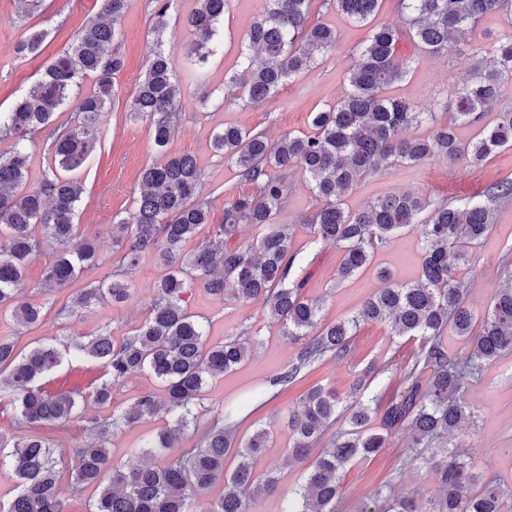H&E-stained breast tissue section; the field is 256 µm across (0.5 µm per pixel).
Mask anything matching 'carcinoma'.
Listing matches in <instances>:
<instances>
[{"label":"carcinoma","instance_id":"carcinoma-1","mask_svg":"<svg viewBox=\"0 0 512 512\" xmlns=\"http://www.w3.org/2000/svg\"><path fill=\"white\" fill-rule=\"evenodd\" d=\"M129 0H99L97 22L80 30L43 70L12 110L0 113V138L13 139L9 156H0V314H10L20 329L43 322L42 308L18 297V285L40 242L58 245L40 288H66L99 267L93 241L76 222L82 185L72 178L96 146L100 117L115 97L114 80L124 68L122 56L106 46L120 37L115 28ZM151 30L158 36L129 111L154 128L155 145L165 148L175 134L180 111V83L169 50L160 36L169 25L174 0H152ZM313 0H265L263 12L247 31L248 48L264 55L261 64L241 53L238 68L224 82V102L260 103L282 84L309 69L336 46V28L309 22ZM381 0H323V7L358 23L376 15ZM226 0H196L185 19L194 36L189 48L197 62L211 56L220 39ZM405 29L371 30L349 70L348 87L334 106L312 113V132H286L272 142L259 130L226 124L212 136L211 148L236 168L249 193L224 201L222 223L189 254L184 245L211 224L213 200L200 195L204 174L195 156L165 155L140 174L134 211L115 220L112 231L116 270L112 282L94 281L73 298L74 315L104 302L121 303L128 288L119 277L132 271L142 255L157 256L166 272L154 286L155 298L146 319L118 341L108 329L94 336L36 341L28 349L0 337V397L14 406L19 428L36 424L84 423L85 441L71 474L76 490H92L87 512H250L260 497L277 490L278 470L259 471L256 464L268 448L272 432L259 428L239 438L231 424L235 408L205 405L208 380L239 365L255 338L244 329L221 344L205 339L202 318L189 313L185 296L200 285L213 295L241 303L260 300L281 324L282 335L301 344L296 360L270 381L285 388L304 378L320 361L347 356L352 336L364 324H381L394 336L419 339L404 385L388 402L378 430L368 425L380 408L365 396L375 371L358 373L349 389L315 385L298 409L288 412L284 430L292 458L306 463L304 484L294 489L286 512H336L342 495L341 473L352 463L387 447L392 433L409 429L406 466L422 461L433 467V497H395L393 483L376 490L373 505L361 512H503L512 490L491 479L478 485L467 463L448 450V437L467 417L460 395L479 379L484 365L512 353V286L491 298L484 318L476 321L466 303L468 289L456 277L461 262L489 232L497 207L512 199V180L495 183L483 200L462 204L419 197L409 192L376 199L358 212L341 199L368 174L397 164L464 161L480 166L501 149L512 147V107L496 112L475 140L462 143L457 127L479 121L491 111L512 80V37L496 41L478 54L452 91L454 110L426 137L408 135L410 128L435 121V113L418 104L390 98L385 90L411 70V60L398 52L406 34L432 54L448 53L449 43L483 17L512 13V0H399ZM46 33L34 32L16 45L20 55L39 50ZM94 79L91 91L81 81ZM69 106L77 122L58 123ZM47 133L46 142L34 134ZM43 146L50 157L37 189H28L29 152ZM303 173L317 201L305 220L313 241L343 252L337 281L354 277L375 251L388 245L402 228L413 226L423 243L421 272L414 284L387 286L367 297L349 318L323 319V306L305 294V278L297 255L290 253L292 226L276 223L288 202L286 173ZM248 224L252 239L233 240ZM468 345L451 356L447 335ZM68 359L100 362L105 371L90 393L51 394L44 380ZM148 372L165 392L157 399L143 392L106 418L85 414V403L112 406L113 392L131 374ZM213 413L212 424L197 446L160 465L140 458L112 462L114 436L153 418L168 425L144 444L146 453L174 447L197 426L200 414ZM346 428L320 451L316 445L338 416ZM54 445L38 435L0 436V463H11L18 493L0 501V512H67L61 495L63 475ZM220 485L222 492L211 497Z\"/></svg>","mask_w":512,"mask_h":512}]
</instances>
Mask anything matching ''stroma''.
Returning a JSON list of instances; mask_svg holds the SVG:
<instances>
[{
  "label": "stroma",
  "instance_id": "1",
  "mask_svg": "<svg viewBox=\"0 0 512 512\" xmlns=\"http://www.w3.org/2000/svg\"><path fill=\"white\" fill-rule=\"evenodd\" d=\"M149 2L130 0L119 22L121 37L113 49L123 57L125 65L115 80V103L100 120L93 154L75 173L83 186L77 221L81 231L97 244L102 266L96 276L100 279L112 272L114 218L134 208L143 168L160 161L166 151L193 154L205 174L202 195L211 194L216 198L212 221L221 223L225 199L245 192L247 186L240 181L235 168L211 150L213 132L227 124L263 131L273 140L289 131L310 132L312 112L335 104L344 93L349 69L370 26L402 24L397 0H383L368 26L333 11L313 10L311 22H328L335 26L339 36L335 49L319 56L311 69L286 82L266 102L250 106L226 105L222 102L224 78L235 71L246 31L265 2L229 0L224 14L223 48L209 57L205 78L199 81L195 78L194 60L188 55L191 35L181 22L183 14L194 8L195 0H176L170 11L165 42L179 74L181 111L177 132L162 152L154 143L149 122L133 119L128 112L153 48ZM95 14V0H42L40 10L26 17L21 14L19 0H0V112L13 107L34 82L38 70L65 48ZM38 29L49 33L42 53L35 57L18 55L16 44ZM507 35H512V14L484 17L471 28L467 43L452 47L445 55L425 52L415 41L402 39L399 50L413 59V70L406 79L390 88V95L431 107L438 122H447L446 102L459 77L470 69L473 48ZM503 180H512L510 148L500 151L478 168L461 161L388 166L365 177L343 202L346 209L354 212L379 197L402 192L452 201H477L490 185ZM288 181L292 193L276 221L293 225L291 249L303 260L306 293L322 300L326 320L336 321L352 315L366 297L380 288L377 275L380 268L390 270L396 283L418 280L421 244L417 232L406 228L355 278L336 284L342 254L336 248L313 242L303 219L313 212L316 202L300 172H289ZM509 248L512 249V201L498 206L490 233L473 249L468 262L461 265L457 273L468 288L467 303L476 317L484 316L497 289L512 285V272H504L501 264L502 254ZM54 254L53 245L44 243L33 256L21 285L22 300L42 306L45 313L42 324L21 335L6 314L0 316V337H17L19 346L23 347L42 337L63 340L72 334L93 336L106 328L119 339L147 316L154 285L162 274L155 255L143 256L129 274L127 283L131 296L126 302L99 304L70 316L63 310L64 303L85 288L88 281L81 278L58 291L38 290L37 285ZM187 304L190 312L208 320V341H224L244 327L260 339L259 345L239 366L210 379L206 392L209 404L239 407V435H251L260 427L274 432L257 467L263 470L277 466L280 492L259 498L251 512H282L286 494L304 480L305 467L290 460L288 440L280 427L288 411L298 407L311 386L321 384L345 392L353 377L372 365L379 368L380 374L370 384L367 394L388 401L418 346L417 341L408 337L390 335L386 326H362L345 359L325 358L303 379L273 395L267 391L270 379L295 360L299 347L282 336L280 324L270 318L262 302L243 304L197 287L188 294ZM102 372L97 363L75 361L49 376L46 388L51 392L82 390ZM463 400L470 416L450 439V447L464 453L474 471L512 483V353L487 363L480 379L469 384ZM34 433L61 447L58 467L62 472H69L75 461V450L84 439L80 423L44 424L35 427ZM408 443L407 432L398 431L387 448L376 456L347 467L342 474L343 494L337 503V512H360L377 488L389 480L394 483L395 494H414L422 499L432 497L437 481L429 466L420 464L410 469L402 466Z\"/></svg>",
  "mask_w": 512,
  "mask_h": 512
}]
</instances>
